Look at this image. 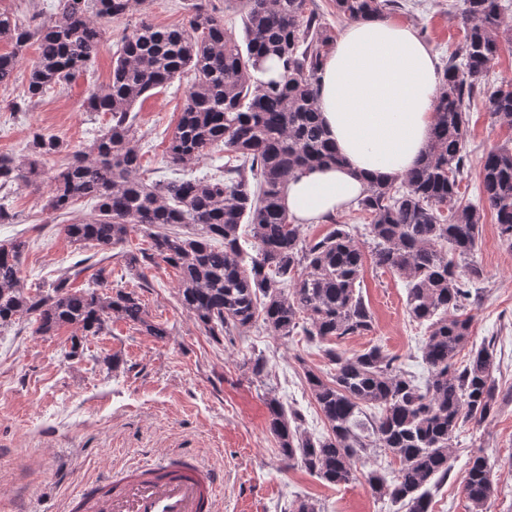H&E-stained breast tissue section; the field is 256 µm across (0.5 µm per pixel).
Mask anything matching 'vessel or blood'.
Returning <instances> with one entry per match:
<instances>
[{"instance_id": "obj_1", "label": "vessel or blood", "mask_w": 512, "mask_h": 512, "mask_svg": "<svg viewBox=\"0 0 512 512\" xmlns=\"http://www.w3.org/2000/svg\"><path fill=\"white\" fill-rule=\"evenodd\" d=\"M220 477L191 454L167 455L132 474L81 487L82 512H219Z\"/></svg>"}]
</instances>
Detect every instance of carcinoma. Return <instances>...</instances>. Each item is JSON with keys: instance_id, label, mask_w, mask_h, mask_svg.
Segmentation results:
<instances>
[{"instance_id": "cac0c4a2", "label": "carcinoma", "mask_w": 512, "mask_h": 512, "mask_svg": "<svg viewBox=\"0 0 512 512\" xmlns=\"http://www.w3.org/2000/svg\"><path fill=\"white\" fill-rule=\"evenodd\" d=\"M132 2L60 0L54 21L36 13H0V42L12 46L0 55V85L12 81L33 40L38 55L28 72V99L68 82L104 46V22L127 15ZM311 2L239 0V37L224 30V20L203 2L181 27L140 22L123 37L109 83L85 101L89 111L110 114L104 133L74 148L34 130L24 155L0 153V187L47 180L45 208L59 215L79 200L95 202L96 218L62 225L81 248L106 253L143 232L149 247L124 255L127 268L142 272L163 263L177 270L182 307L216 343L258 324L281 339L301 334L325 345L369 334L374 316L357 289L365 254L350 227L337 224L309 238L284 205L292 176L342 163L319 121L320 72L334 36ZM332 2L336 14L351 21L398 6V0ZM453 8L464 37L443 70L428 151L400 181L373 182L357 202L368 219L373 264L403 276L408 313L425 326L421 352L428 378L419 382L377 345L350 356L327 346L330 371H304L328 425L327 434L315 438L269 383L266 358L259 353L247 360L251 374L266 384L268 430L285 464L334 486L360 476L373 496L407 512H429L430 487L446 481L452 469L455 432L465 421L483 422L497 403L494 349H472L459 367L455 357L474 335V315L466 307L484 276L472 257L487 217L512 248V144L482 156L478 201L456 203L467 173L476 93L482 92L491 118L512 125V82L482 88L503 45L512 43V24L501 0H459ZM269 60L280 67L275 78L266 76ZM188 74L167 162L186 167L218 148L224 174L148 184L138 174L133 109L150 91ZM61 154L66 163L48 174L46 164ZM244 226L253 239L251 254L241 242ZM29 245L22 237L0 245V326L27 316L41 336L72 327L68 358L114 319L157 339L169 335L165 324L148 319L135 292H99L106 280L103 257H86L74 272L77 277L94 270L86 288H73L64 278L46 291H27L21 255ZM366 406L375 409L367 417ZM371 438L399 461L397 469L357 474L356 462ZM494 491L488 458L479 450L463 480L470 512H488Z\"/></svg>"}]
</instances>
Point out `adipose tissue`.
Segmentation results:
<instances>
[{"label":"adipose tissue","mask_w":512,"mask_h":512,"mask_svg":"<svg viewBox=\"0 0 512 512\" xmlns=\"http://www.w3.org/2000/svg\"><path fill=\"white\" fill-rule=\"evenodd\" d=\"M442 73L409 25L385 15L347 24L324 61L320 111L343 158L289 181L286 207L301 224L354 204L371 181L397 179L422 158Z\"/></svg>","instance_id":"adipose-tissue-1"}]
</instances>
